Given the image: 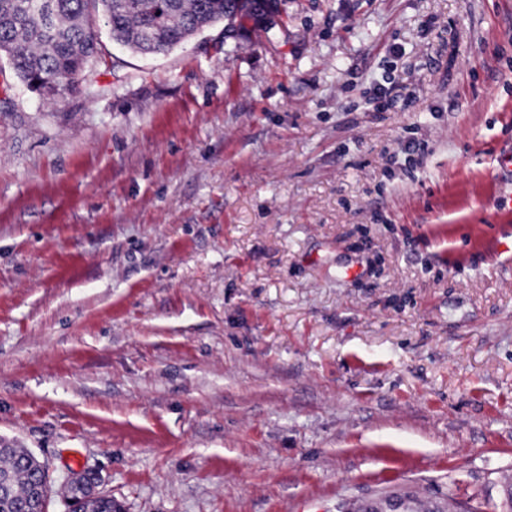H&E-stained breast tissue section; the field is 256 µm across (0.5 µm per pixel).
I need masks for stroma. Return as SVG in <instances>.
Masks as SVG:
<instances>
[{
	"instance_id": "obj_1",
	"label": "stroma",
	"mask_w": 512,
	"mask_h": 512,
	"mask_svg": "<svg viewBox=\"0 0 512 512\" xmlns=\"http://www.w3.org/2000/svg\"><path fill=\"white\" fill-rule=\"evenodd\" d=\"M100 46L94 96L0 67V445L47 512L70 470L121 512H512V0Z\"/></svg>"
}]
</instances>
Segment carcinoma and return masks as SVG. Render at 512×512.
Wrapping results in <instances>:
<instances>
[{
	"label": "carcinoma",
	"instance_id": "1",
	"mask_svg": "<svg viewBox=\"0 0 512 512\" xmlns=\"http://www.w3.org/2000/svg\"><path fill=\"white\" fill-rule=\"evenodd\" d=\"M272 0H0V42L16 76L28 84L45 78L67 89L83 86L95 95L92 82H81L98 44L91 33L94 17L108 20L114 38L144 54H164L216 23L243 28L259 25ZM43 465L21 448L0 450V477L11 492L0 499V512H24L49 497ZM84 512H116L110 498L83 496Z\"/></svg>",
	"mask_w": 512,
	"mask_h": 512
}]
</instances>
